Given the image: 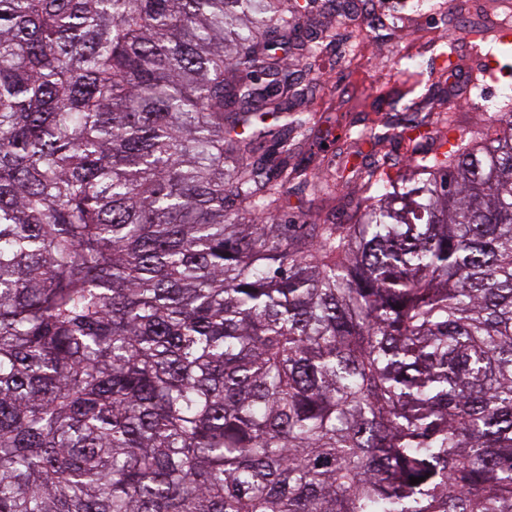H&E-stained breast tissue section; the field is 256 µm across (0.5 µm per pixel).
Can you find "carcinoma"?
Returning a JSON list of instances; mask_svg holds the SVG:
<instances>
[{"label": "carcinoma", "instance_id": "1", "mask_svg": "<svg viewBox=\"0 0 512 512\" xmlns=\"http://www.w3.org/2000/svg\"><path fill=\"white\" fill-rule=\"evenodd\" d=\"M308 2L0 0V512H512V104L338 222Z\"/></svg>", "mask_w": 512, "mask_h": 512}]
</instances>
